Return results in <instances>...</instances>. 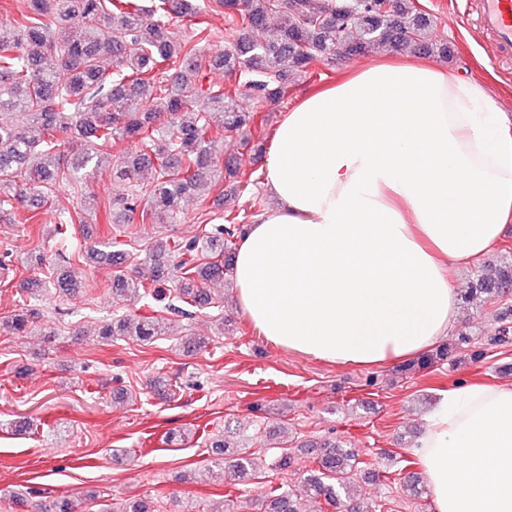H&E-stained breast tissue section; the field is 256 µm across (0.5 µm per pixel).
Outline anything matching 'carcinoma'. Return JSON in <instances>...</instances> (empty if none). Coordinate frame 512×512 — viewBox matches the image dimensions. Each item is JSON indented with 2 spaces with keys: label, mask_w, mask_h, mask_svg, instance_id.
Wrapping results in <instances>:
<instances>
[{
  "label": "carcinoma",
  "mask_w": 512,
  "mask_h": 512,
  "mask_svg": "<svg viewBox=\"0 0 512 512\" xmlns=\"http://www.w3.org/2000/svg\"><path fill=\"white\" fill-rule=\"evenodd\" d=\"M229 21H239L244 33L215 54L204 50L209 37L196 43L180 42L167 27L173 14L192 17L201 13L195 0H27L26 11L8 25H0V203L16 201L25 207L15 224H35L37 213L28 205L45 196L46 185L71 182L88 171L107 170L112 180L127 187L109 200L117 211L116 223L125 224L138 212L141 220L163 213L169 223L181 220L185 195L230 178L248 188L252 174L230 159L215 162L226 139L239 137L246 150V131L255 125L257 112L240 109L244 96L262 108L281 102L295 76L308 73L316 62L365 56L380 47L414 55L446 58L448 44L433 37L432 21L418 10L415 0H218ZM280 23L270 40H253L245 31L264 30L272 16ZM237 76L236 85L224 88L197 83L202 62ZM26 113L20 125L15 116ZM87 143L86 151L63 153L64 137ZM117 140L132 147L117 160L106 148ZM154 172L151 181L141 175ZM97 197L88 194L80 210L62 211L49 238H71L73 225L83 215L96 212ZM248 213H228L224 223L213 224L207 234L190 238L160 237L149 245L151 254L127 266L130 253L121 243L101 242L76 248L72 256L115 268L112 294L122 301L149 306L166 301L164 310L189 316L188 308L201 302H223L200 287L208 281L232 276L233 250L244 230ZM31 267L47 274L29 282L34 298L47 288L68 296L72 280L55 273L45 253L25 258ZM512 255L482 266L464 295L465 302L483 309L505 303L497 315L494 345L512 340ZM34 315L19 310L0 322V331L28 334ZM168 322L150 314L129 315L103 324L99 336H128L151 343L167 334ZM472 338L466 331L447 343L399 366L402 372L420 371L446 359ZM211 447L219 459L208 478L224 480L225 472L241 482L261 474L264 461L246 454L223 438ZM316 452L313 474L286 491L271 490L263 512H302L306 498L324 512L328 505L344 512H382L383 505L368 508L351 497L355 476L361 471L358 453L339 440L307 443ZM36 512H76L75 500L60 497Z\"/></svg>",
  "instance_id": "obj_1"
}]
</instances>
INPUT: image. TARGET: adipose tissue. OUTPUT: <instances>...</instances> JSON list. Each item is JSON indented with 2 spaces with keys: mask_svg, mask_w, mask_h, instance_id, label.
Listing matches in <instances>:
<instances>
[{
  "mask_svg": "<svg viewBox=\"0 0 512 512\" xmlns=\"http://www.w3.org/2000/svg\"><path fill=\"white\" fill-rule=\"evenodd\" d=\"M262 172L276 205L236 251L240 311L288 351L400 362L455 330L456 270L512 223V118L486 80L378 60L288 110ZM413 454L434 512H512V385L450 388Z\"/></svg>",
  "mask_w": 512,
  "mask_h": 512,
  "instance_id": "obj_1",
  "label": "adipose tissue"
}]
</instances>
